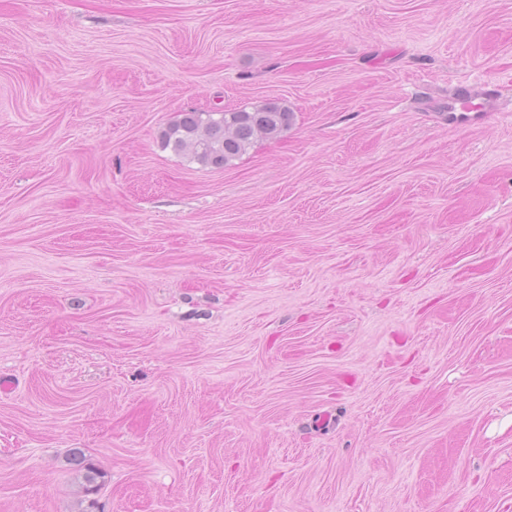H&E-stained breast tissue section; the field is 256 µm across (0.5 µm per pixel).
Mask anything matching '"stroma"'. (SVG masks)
I'll return each instance as SVG.
<instances>
[{
	"label": "stroma",
	"instance_id": "obj_1",
	"mask_svg": "<svg viewBox=\"0 0 512 512\" xmlns=\"http://www.w3.org/2000/svg\"><path fill=\"white\" fill-rule=\"evenodd\" d=\"M2 381L0 512H512V0H0ZM292 120L293 112L277 102L251 110L182 112L162 131L161 143L202 167L224 169L246 154L257 139L279 138Z\"/></svg>",
	"mask_w": 512,
	"mask_h": 512
}]
</instances>
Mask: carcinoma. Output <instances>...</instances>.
I'll return each mask as SVG.
<instances>
[{"instance_id":"carcinoma-1","label":"carcinoma","mask_w":512,"mask_h":512,"mask_svg":"<svg viewBox=\"0 0 512 512\" xmlns=\"http://www.w3.org/2000/svg\"><path fill=\"white\" fill-rule=\"evenodd\" d=\"M293 112L277 102L234 111L183 112L161 133V143L202 167L224 169L246 154L259 138L277 139Z\"/></svg>"}]
</instances>
